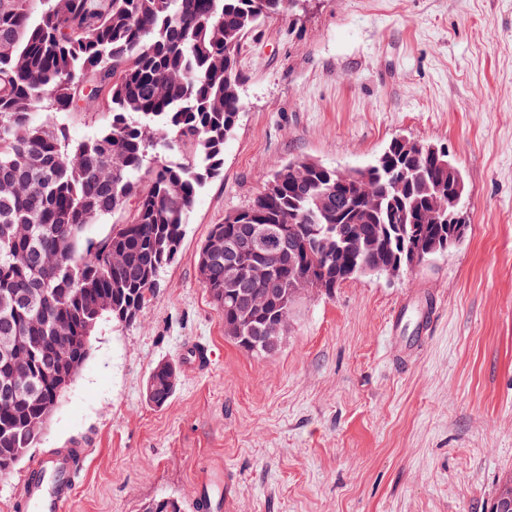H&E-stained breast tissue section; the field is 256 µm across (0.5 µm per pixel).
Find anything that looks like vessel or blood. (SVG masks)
Here are the masks:
<instances>
[{
    "label": "vessel or blood",
    "mask_w": 512,
    "mask_h": 512,
    "mask_svg": "<svg viewBox=\"0 0 512 512\" xmlns=\"http://www.w3.org/2000/svg\"><path fill=\"white\" fill-rule=\"evenodd\" d=\"M219 471H208L198 479L200 493L195 499L196 512H207L211 506L210 490L222 481ZM77 471L66 458L48 459L27 473L20 501L33 504L37 512H71L75 500Z\"/></svg>",
    "instance_id": "obj_1"
}]
</instances>
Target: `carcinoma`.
Instances as JSON below:
<instances>
[{
    "label": "carcinoma",
    "instance_id": "obj_1",
    "mask_svg": "<svg viewBox=\"0 0 512 512\" xmlns=\"http://www.w3.org/2000/svg\"><path fill=\"white\" fill-rule=\"evenodd\" d=\"M307 0H0V476L11 474L41 439L27 427L58 400L45 378L59 361L77 368L88 347L54 337L60 319L73 336L92 334L120 311L143 312L161 273L177 258L186 216L209 179L224 171V145L243 112L239 58L266 20ZM103 108L106 128L82 141L63 120L35 114ZM395 139L373 164L340 172L309 158L276 163L264 189L227 214L209 235L245 244L260 227L278 231L259 253L209 258L202 281L242 350L285 327L300 291L331 293L378 269L398 275L461 241L467 183L447 151L415 152ZM112 221L109 232L90 227ZM259 259L265 281L230 288L224 265ZM174 362L152 371L149 402L174 393ZM145 512H182L156 498ZM492 512H512V478Z\"/></svg>",
    "mask_w": 512,
    "mask_h": 512
}]
</instances>
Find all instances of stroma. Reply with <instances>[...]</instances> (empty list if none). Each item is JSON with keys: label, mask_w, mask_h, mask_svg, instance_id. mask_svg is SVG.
<instances>
[{"label": "stroma", "mask_w": 512, "mask_h": 512, "mask_svg": "<svg viewBox=\"0 0 512 512\" xmlns=\"http://www.w3.org/2000/svg\"><path fill=\"white\" fill-rule=\"evenodd\" d=\"M224 173L199 190L176 261L133 324L103 319L40 443L0 476L18 512L50 451L87 449L72 512H143L230 468L228 512H490L512 474V0H309L249 37ZM445 147L463 169L465 240L397 277L360 276L298 298L272 352L227 339L199 249L273 163L341 170L391 139ZM436 306L430 335L396 306ZM211 354L210 365L197 353ZM176 391L146 399L153 367ZM177 364L175 362H162L158 364L152 371L150 379L153 380V393L147 396L149 402L156 407L164 406L174 393L175 386L169 384L170 373L174 369L176 371Z\"/></svg>", "instance_id": "35a3bbf8"}]
</instances>
